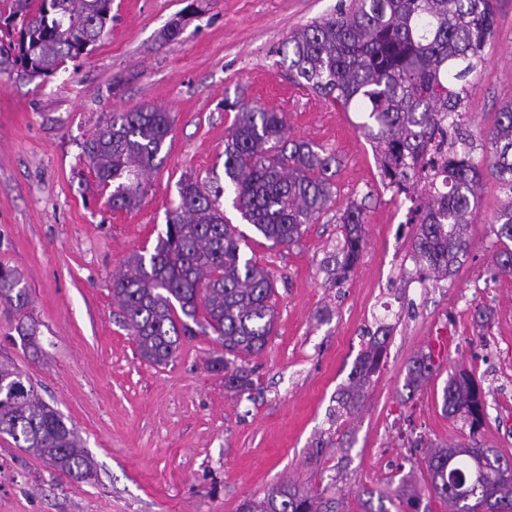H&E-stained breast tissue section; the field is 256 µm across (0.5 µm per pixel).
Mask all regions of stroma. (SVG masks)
Wrapping results in <instances>:
<instances>
[{"label": "stroma", "instance_id": "stroma-1", "mask_svg": "<svg viewBox=\"0 0 512 512\" xmlns=\"http://www.w3.org/2000/svg\"><path fill=\"white\" fill-rule=\"evenodd\" d=\"M340 0H112L94 49L46 79L0 72V263L17 269L41 345L32 354L9 333L0 305V364L16 367L73 424L96 474L77 482L0 435V512H240L276 484L328 490L340 512H368L371 493L424 487L428 449L478 441L512 460V274L493 269L496 220L508 197L484 171L471 206V248L447 280L411 257V202L386 189L360 113L295 88L279 51L295 30L335 12ZM494 41L470 78L466 123L475 142L512 101V0H497ZM178 23L175 39L162 34ZM149 104L172 128L132 211H112L83 153L113 113ZM283 112L288 135L334 154L336 194L300 238L276 246L221 207L245 257L274 281L272 335L260 353L230 358L250 372L244 392L224 386L210 362L215 336L183 339L175 359H142L119 320L112 275L152 251L194 177L224 183V138L239 105ZM366 214L360 257L342 283L323 270L342 239L349 202ZM489 308L487 323L475 310ZM384 362L357 411L335 417L354 365L379 327ZM448 354L415 396L410 359ZM468 371L485 393L483 423L448 416L443 389Z\"/></svg>", "mask_w": 512, "mask_h": 512}]
</instances>
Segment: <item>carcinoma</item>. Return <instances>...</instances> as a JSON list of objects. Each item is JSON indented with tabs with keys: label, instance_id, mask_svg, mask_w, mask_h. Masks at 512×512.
Instances as JSON below:
<instances>
[{
	"label": "carcinoma",
	"instance_id": "1",
	"mask_svg": "<svg viewBox=\"0 0 512 512\" xmlns=\"http://www.w3.org/2000/svg\"><path fill=\"white\" fill-rule=\"evenodd\" d=\"M11 22L18 39L0 41V72L46 78L67 61L88 52L112 22V0H11ZM496 33L494 0H350L336 13L294 32L283 51L292 80L344 111L362 114L357 127L374 144L385 187L415 205L419 227L411 257L436 280L453 272L470 248L471 199L482 173L474 161V141L463 128L470 75L484 60ZM169 113L153 107L115 112L112 120L84 143L83 153L97 183L110 189L116 211L139 207L144 175L170 132ZM448 153V190L421 185L414 162L432 140ZM491 171L508 193L498 218L495 269L512 273V103L481 144ZM336 156L307 142L289 139L282 113L261 106L240 109L224 140V187L209 190L187 179L172 208L165 235L154 251L135 253L112 275V297L123 326L140 355L157 365L175 358L180 341L215 334L224 353L238 356L262 350L273 331L274 294L268 272L240 253L235 228L218 203L223 194L241 218L275 245H290L302 227L315 223L333 200ZM343 243L331 256L334 279L355 266L363 245V206L350 202L340 213ZM22 275L0 264V304L18 316L23 346L37 347L35 329L25 323L29 298ZM373 337L359 357L342 397L355 408L379 370L388 329ZM433 362L420 354L409 362L405 388L414 393L432 376ZM243 369L224 376L225 387L245 391ZM485 393L467 373L453 375L444 388L448 414L481 426ZM0 434L76 481L94 475L88 452L74 428L45 403L18 369L0 364ZM507 462L493 448L469 445L433 448L427 456L429 482L410 493L397 489L378 496L376 512L398 498L419 512L423 496L448 503L450 512H512V478L498 477ZM340 502L291 485L272 487L243 512H338Z\"/></svg>",
	"mask_w": 512,
	"mask_h": 512
}]
</instances>
